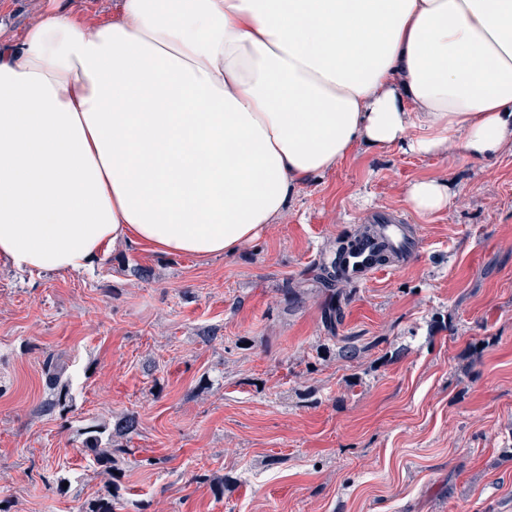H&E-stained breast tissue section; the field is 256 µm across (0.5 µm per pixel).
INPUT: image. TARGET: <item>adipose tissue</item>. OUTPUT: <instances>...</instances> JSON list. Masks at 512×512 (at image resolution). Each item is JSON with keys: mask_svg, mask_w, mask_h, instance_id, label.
I'll list each match as a JSON object with an SVG mask.
<instances>
[{"mask_svg": "<svg viewBox=\"0 0 512 512\" xmlns=\"http://www.w3.org/2000/svg\"><path fill=\"white\" fill-rule=\"evenodd\" d=\"M512 153V0H118L0 24V258L230 255L359 147ZM415 211L448 205L415 179ZM116 0H54L58 9L69 10L82 16L96 15L99 18H109L115 9Z\"/></svg>", "mask_w": 512, "mask_h": 512, "instance_id": "1", "label": "adipose tissue"}]
</instances>
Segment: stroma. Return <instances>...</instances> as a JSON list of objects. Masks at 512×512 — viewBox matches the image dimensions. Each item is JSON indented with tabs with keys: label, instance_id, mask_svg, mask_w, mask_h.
Wrapping results in <instances>:
<instances>
[{
	"label": "stroma",
	"instance_id": "stroma-1",
	"mask_svg": "<svg viewBox=\"0 0 512 512\" xmlns=\"http://www.w3.org/2000/svg\"><path fill=\"white\" fill-rule=\"evenodd\" d=\"M423 178L448 180L446 209L414 211ZM375 215L421 248L357 283L329 338L314 265ZM50 353L70 401L49 415ZM130 414L136 460L102 474L86 430ZM105 494L114 512H512V154L360 148L232 256L122 242L39 276L0 259V505Z\"/></svg>",
	"mask_w": 512,
	"mask_h": 512
}]
</instances>
